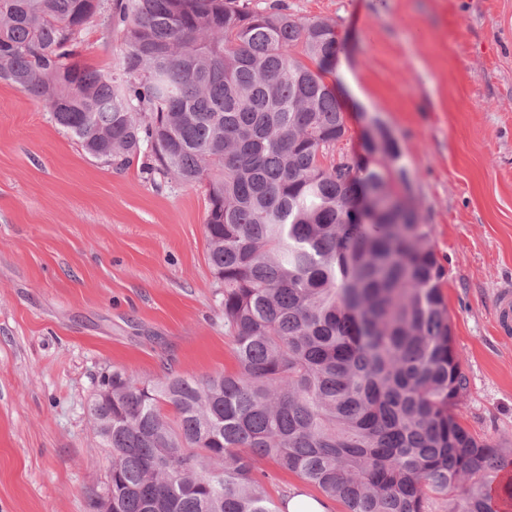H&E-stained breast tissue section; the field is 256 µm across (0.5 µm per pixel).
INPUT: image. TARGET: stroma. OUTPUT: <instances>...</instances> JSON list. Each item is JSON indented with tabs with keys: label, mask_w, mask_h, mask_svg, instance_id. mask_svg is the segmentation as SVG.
<instances>
[{
	"label": "stroma",
	"mask_w": 512,
	"mask_h": 512,
	"mask_svg": "<svg viewBox=\"0 0 512 512\" xmlns=\"http://www.w3.org/2000/svg\"><path fill=\"white\" fill-rule=\"evenodd\" d=\"M335 25L347 133L370 121L402 147L432 228L470 380L460 421L512 435V339L491 315L512 280V0H285ZM120 35L93 20L76 58L117 72ZM205 183L87 155L43 103L0 81V512H93L109 456L89 407L119 370L142 381L235 367L224 286L207 260Z\"/></svg>",
	"instance_id": "35a3bbf8"
}]
</instances>
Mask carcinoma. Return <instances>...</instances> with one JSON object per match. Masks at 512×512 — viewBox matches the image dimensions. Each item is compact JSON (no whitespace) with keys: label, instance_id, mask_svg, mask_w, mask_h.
I'll return each mask as SVG.
<instances>
[{"label":"carcinoma","instance_id":"obj_1","mask_svg":"<svg viewBox=\"0 0 512 512\" xmlns=\"http://www.w3.org/2000/svg\"><path fill=\"white\" fill-rule=\"evenodd\" d=\"M121 36L115 74L74 60L89 21ZM335 26L240 0H0V81L42 102L89 155L121 169L149 149L166 175L206 182L207 258L224 284L236 368L142 383L112 373L95 399L112 449V512H282L265 459L345 512H495L512 468L455 409L470 383L442 295L445 269L413 205L385 201L401 148L341 156L326 82ZM471 482L463 502L461 483Z\"/></svg>","mask_w":512,"mask_h":512}]
</instances>
